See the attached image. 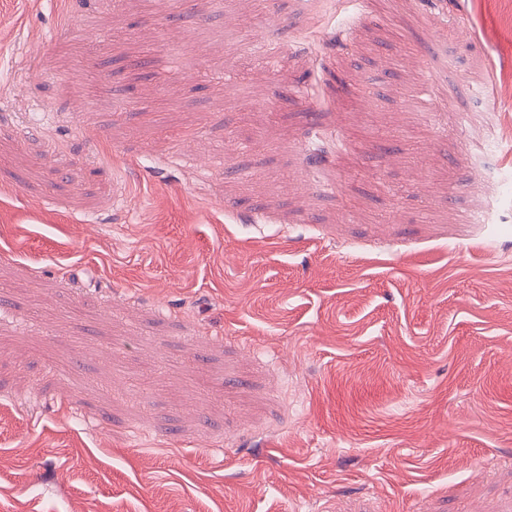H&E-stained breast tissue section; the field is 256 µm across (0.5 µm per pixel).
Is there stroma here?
<instances>
[{"mask_svg":"<svg viewBox=\"0 0 512 512\" xmlns=\"http://www.w3.org/2000/svg\"><path fill=\"white\" fill-rule=\"evenodd\" d=\"M511 84L512 0H0V512H512ZM195 38L207 42L209 45H220L239 52L244 51V44L237 30L231 25L217 28H201L195 32ZM472 45L467 41H457L448 45L442 57V64L448 69L459 71L472 49ZM476 179L480 185V193L476 195L477 201L459 214L458 223L485 224L487 217L484 214V202L497 194L498 184L491 178L478 171Z\"/></svg>","mask_w":512,"mask_h":512,"instance_id":"stroma-1","label":"stroma"}]
</instances>
